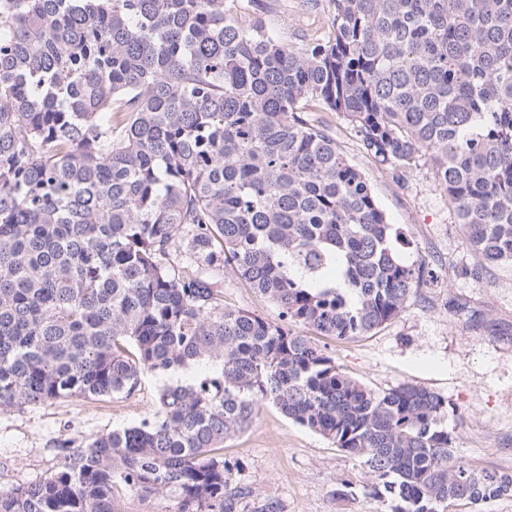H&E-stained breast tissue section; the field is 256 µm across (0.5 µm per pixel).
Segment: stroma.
I'll return each instance as SVG.
<instances>
[{"instance_id": "stroma-1", "label": "stroma", "mask_w": 512, "mask_h": 512, "mask_svg": "<svg viewBox=\"0 0 512 512\" xmlns=\"http://www.w3.org/2000/svg\"><path fill=\"white\" fill-rule=\"evenodd\" d=\"M269 28L284 42L326 29L328 13L306 0H257ZM304 118L326 125L343 155L364 175L389 223L406 233V260L425 277L404 310L369 335L349 340L317 337V344L350 376L382 392L411 383L443 396L455 454L478 469L512 473V266L477 264L461 227L437 188L425 159L396 168L366 155L348 122L333 112ZM225 305L277 320V309L233 272L218 277ZM160 378L146 377L129 397L72 398L0 410V488L43 480L56 471L58 441L73 447L151 416ZM222 454L234 482L249 493L251 512H387L371 493L373 478L328 440L275 407L264 406ZM352 484L340 499L341 481Z\"/></svg>"}]
</instances>
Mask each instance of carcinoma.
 I'll return each mask as SVG.
<instances>
[{
    "label": "carcinoma",
    "instance_id": "cac0c4a2",
    "mask_svg": "<svg viewBox=\"0 0 512 512\" xmlns=\"http://www.w3.org/2000/svg\"><path fill=\"white\" fill-rule=\"evenodd\" d=\"M252 2L0 0V409L166 380L151 417L60 442L0 512H116L127 490L248 512L219 450L268 404L389 512L512 496L455 457L442 396L376 392L293 330L366 336L424 276L311 109L381 164L427 158L473 274L512 266V0H328L298 46ZM226 270L279 320L224 305Z\"/></svg>",
    "mask_w": 512,
    "mask_h": 512
}]
</instances>
